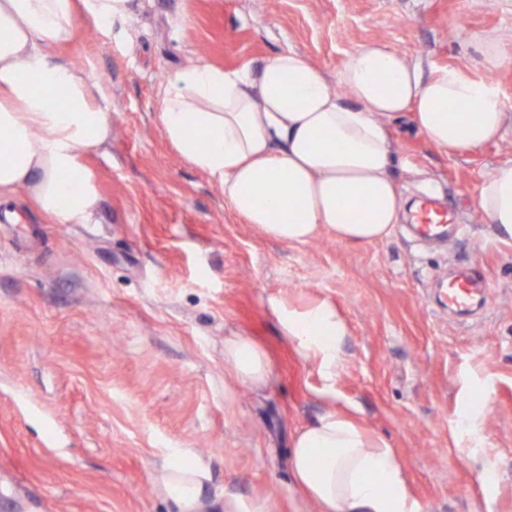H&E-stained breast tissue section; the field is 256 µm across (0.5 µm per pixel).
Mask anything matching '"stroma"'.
Returning a JSON list of instances; mask_svg holds the SVG:
<instances>
[{
	"instance_id": "obj_1",
	"label": "stroma",
	"mask_w": 512,
	"mask_h": 512,
	"mask_svg": "<svg viewBox=\"0 0 512 512\" xmlns=\"http://www.w3.org/2000/svg\"><path fill=\"white\" fill-rule=\"evenodd\" d=\"M479 35L509 58L489 73L503 138L449 158L409 119L389 126L402 204L432 196L462 226L443 242L406 218L362 245L268 239L157 118L169 75L200 61L232 70L291 48L332 78L383 40L426 71L478 72ZM53 54L102 82L111 134L83 155L96 223H50L23 190L0 222V512H170L159 472L176 448L228 512H319L291 437L350 409L389 442L422 512H512V239L476 205L512 160V0H134L111 32L79 23ZM459 269L487 289L469 317L436 287ZM273 298L342 314L333 380L282 335ZM235 335L268 350L267 385L225 370Z\"/></svg>"
}]
</instances>
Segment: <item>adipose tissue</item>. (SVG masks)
Here are the masks:
<instances>
[{
	"label": "adipose tissue",
	"mask_w": 512,
	"mask_h": 512,
	"mask_svg": "<svg viewBox=\"0 0 512 512\" xmlns=\"http://www.w3.org/2000/svg\"><path fill=\"white\" fill-rule=\"evenodd\" d=\"M129 10L130 0H0V198L23 189L52 223H94L100 195L82 153L109 137L112 98L52 48L78 22L106 31ZM405 115L449 157L499 139L506 117L491 80L461 67L425 73L380 40L348 54L333 80L284 49L256 66L178 70L159 101L163 134L181 159L214 178L245 223L288 244L322 229L355 244L391 234L401 202L387 126ZM477 204L512 239V160L484 179ZM272 308L287 340L333 378L348 334L337 309ZM224 365L252 385L269 380L268 353L250 337L225 338ZM290 462L321 512H420L389 442L353 413L330 412L298 430ZM204 479L192 461L164 467L171 512H225L207 498Z\"/></svg>",
	"instance_id": "adipose-tissue-1"
}]
</instances>
